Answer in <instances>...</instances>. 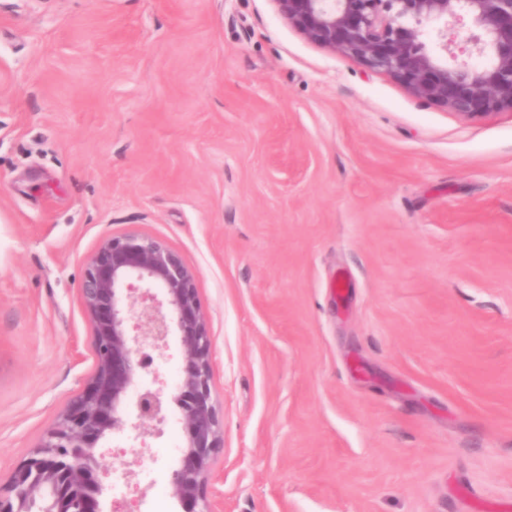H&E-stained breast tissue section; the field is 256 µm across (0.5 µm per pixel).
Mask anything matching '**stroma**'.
Masks as SVG:
<instances>
[{
    "mask_svg": "<svg viewBox=\"0 0 512 512\" xmlns=\"http://www.w3.org/2000/svg\"><path fill=\"white\" fill-rule=\"evenodd\" d=\"M193 272L214 512H512V112L465 119L307 41L274 0H0V482L94 368L105 239ZM160 432L105 512H182Z\"/></svg>",
    "mask_w": 512,
    "mask_h": 512,
    "instance_id": "35a3bbf8",
    "label": "stroma"
}]
</instances>
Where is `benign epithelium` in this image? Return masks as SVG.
<instances>
[{
    "mask_svg": "<svg viewBox=\"0 0 512 512\" xmlns=\"http://www.w3.org/2000/svg\"><path fill=\"white\" fill-rule=\"evenodd\" d=\"M309 41L398 79L415 97L475 118L512 111V0H273ZM486 56L489 64L472 62ZM142 291L141 306L122 291ZM93 324L95 366L40 444L0 483V512H104L98 448L131 426L164 423L160 393L143 382L145 349L164 355L177 332L174 396L185 444L169 488L184 512H212L206 495L222 426L212 394L213 343L195 277L165 242L105 239L80 283Z\"/></svg>",
    "mask_w": 512,
    "mask_h": 512,
    "instance_id": "1",
    "label": "benign epithelium"
}]
</instances>
